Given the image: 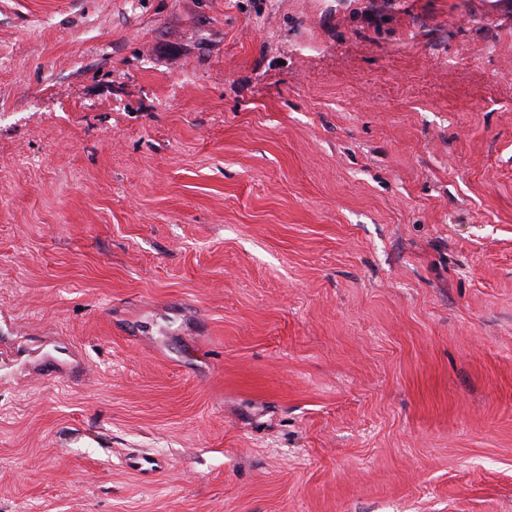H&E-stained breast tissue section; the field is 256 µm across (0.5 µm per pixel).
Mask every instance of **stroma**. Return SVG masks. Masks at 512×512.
I'll list each match as a JSON object with an SVG mask.
<instances>
[{"instance_id": "1", "label": "stroma", "mask_w": 512, "mask_h": 512, "mask_svg": "<svg viewBox=\"0 0 512 512\" xmlns=\"http://www.w3.org/2000/svg\"><path fill=\"white\" fill-rule=\"evenodd\" d=\"M0 512H512V0H0Z\"/></svg>"}]
</instances>
